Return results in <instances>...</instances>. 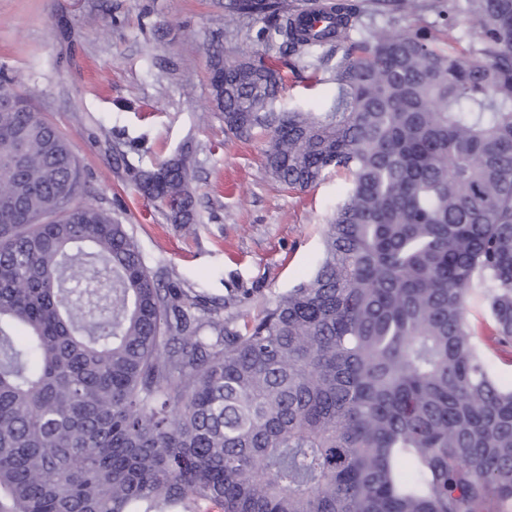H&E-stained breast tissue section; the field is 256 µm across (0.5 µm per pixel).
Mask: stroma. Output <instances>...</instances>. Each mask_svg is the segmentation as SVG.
I'll list each match as a JSON object with an SVG mask.
<instances>
[{
    "instance_id": "stroma-1",
    "label": "stroma",
    "mask_w": 512,
    "mask_h": 512,
    "mask_svg": "<svg viewBox=\"0 0 512 512\" xmlns=\"http://www.w3.org/2000/svg\"><path fill=\"white\" fill-rule=\"evenodd\" d=\"M264 22L224 25V0H0V75L71 141L85 169L79 204L131 225L145 263L188 306L242 327L309 278L349 184L328 170L304 192L267 174L262 139L226 132L214 106L212 49L234 58ZM193 152L198 218L174 224L133 172Z\"/></svg>"
}]
</instances>
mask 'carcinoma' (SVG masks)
Instances as JSON below:
<instances>
[{"mask_svg":"<svg viewBox=\"0 0 512 512\" xmlns=\"http://www.w3.org/2000/svg\"><path fill=\"white\" fill-rule=\"evenodd\" d=\"M447 2L445 48L351 0L316 31L224 5L336 88L280 109L281 67L243 51L211 83L226 130L291 190L351 175L314 275L242 329L191 319L112 213L69 211L80 161L0 78V512H512V385L468 316L512 348V0ZM195 169L135 182L193 224ZM469 318L473 325L475 326V330L477 332L478 341L481 343L482 347L486 349L487 354L489 355L491 362L494 366L496 374L501 380H511L512 379V352L510 355H500L487 345L486 337L490 336L491 332V321L487 319L485 310L483 306L480 304H471L469 307Z\"/></svg>","mask_w":512,"mask_h":512,"instance_id":"cac0c4a2","label":"carcinoma"}]
</instances>
